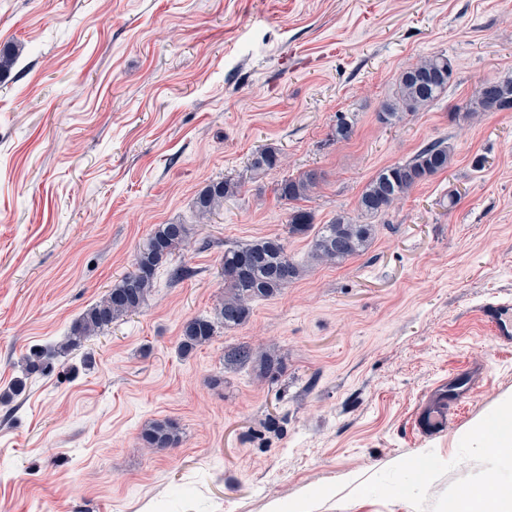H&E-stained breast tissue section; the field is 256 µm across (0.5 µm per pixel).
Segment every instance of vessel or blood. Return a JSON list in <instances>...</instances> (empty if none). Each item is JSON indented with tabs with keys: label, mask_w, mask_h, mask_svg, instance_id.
<instances>
[{
	"label": "vessel or blood",
	"mask_w": 512,
	"mask_h": 512,
	"mask_svg": "<svg viewBox=\"0 0 512 512\" xmlns=\"http://www.w3.org/2000/svg\"><path fill=\"white\" fill-rule=\"evenodd\" d=\"M479 315L498 343L512 345L511 302L488 301L481 307ZM479 375L478 368H469L449 378L447 389L428 391L414 412L415 430L426 438L447 434L457 420L458 410L469 400Z\"/></svg>",
	"instance_id": "obj_1"
}]
</instances>
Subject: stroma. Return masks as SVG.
<instances>
[{
	"label": "stroma",
	"mask_w": 512,
	"mask_h": 512,
	"mask_svg": "<svg viewBox=\"0 0 512 512\" xmlns=\"http://www.w3.org/2000/svg\"><path fill=\"white\" fill-rule=\"evenodd\" d=\"M0 395L34 346L130 271L156 225L190 237L138 313L90 337L14 399L0 398V512H448L457 487L512 484V459L473 448L512 399V346L478 310L512 298V112L452 121L512 77V0H0ZM442 53L447 92L394 125L377 114L400 71ZM352 113L336 141L338 113ZM448 170L374 217L340 265L287 237L282 177L313 169L314 225L357 217L382 167L424 144ZM280 167L260 177L252 153ZM240 182L207 223L210 181ZM284 236L300 277L190 356L182 324L224 296L228 244ZM282 372L225 368L239 344ZM481 363L448 435L412 424L422 395ZM170 418L173 448L143 428ZM281 158L279 152L268 147L253 153L248 169L252 175L260 176L279 167ZM181 428L174 420L155 421L145 427L141 438L149 448H172L181 440Z\"/></svg>",
	"instance_id": "obj_1"
}]
</instances>
